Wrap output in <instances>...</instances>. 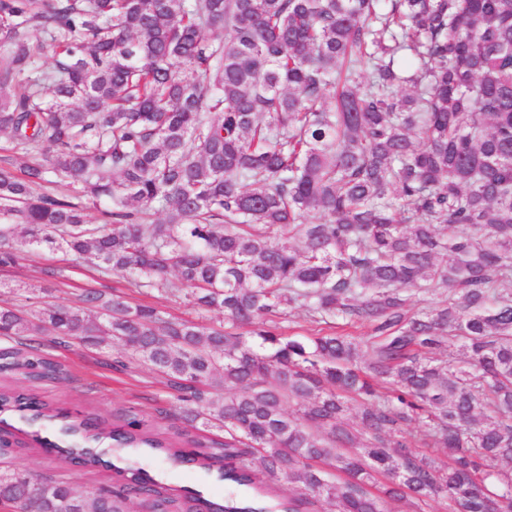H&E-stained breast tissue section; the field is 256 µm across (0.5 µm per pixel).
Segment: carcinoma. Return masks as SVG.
<instances>
[{"label": "carcinoma", "mask_w": 512, "mask_h": 512, "mask_svg": "<svg viewBox=\"0 0 512 512\" xmlns=\"http://www.w3.org/2000/svg\"><path fill=\"white\" fill-rule=\"evenodd\" d=\"M0 133L31 159L20 176L0 166V267L24 259L23 224L30 247L224 314L173 320L95 288L82 307L6 304L0 374H60L26 336L117 343L224 440L188 451L136 414L75 417L55 452L106 463L90 433L228 487L181 500L127 466L121 488L92 490L6 451L1 507L385 512L442 497L512 512V0H0ZM65 180L76 189L36 192ZM438 290L445 304L410 312ZM296 304L371 334L288 336ZM0 413L63 416L17 392ZM282 477L301 491L279 493Z\"/></svg>", "instance_id": "cac0c4a2"}]
</instances>
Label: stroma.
I'll use <instances>...</instances> for the list:
<instances>
[{
    "label": "stroma",
    "instance_id": "stroma-1",
    "mask_svg": "<svg viewBox=\"0 0 512 512\" xmlns=\"http://www.w3.org/2000/svg\"><path fill=\"white\" fill-rule=\"evenodd\" d=\"M49 268L55 269V276H46ZM84 288L101 289L133 302L143 298L126 280L112 276L98 278L89 266L71 261L62 252L44 250L26 257L17 266L0 268V299L12 304L39 305L61 299L75 305ZM40 342L44 353L61 364L62 378L30 382L7 374L0 377L1 385L35 394L38 399L70 413L117 419L125 410L135 408L148 416L161 436L180 440L187 425L172 403L165 378L144 364L124 361L120 346L111 345L98 352L75 340L63 346L44 336ZM122 455L126 464L145 469L162 486L178 491L194 489L208 499L224 495L223 482L208 477L199 468L146 458L131 449L123 450ZM12 459L33 474L63 476L91 489H109L122 481L112 467L87 470L36 445L16 444Z\"/></svg>",
    "mask_w": 512,
    "mask_h": 512
}]
</instances>
